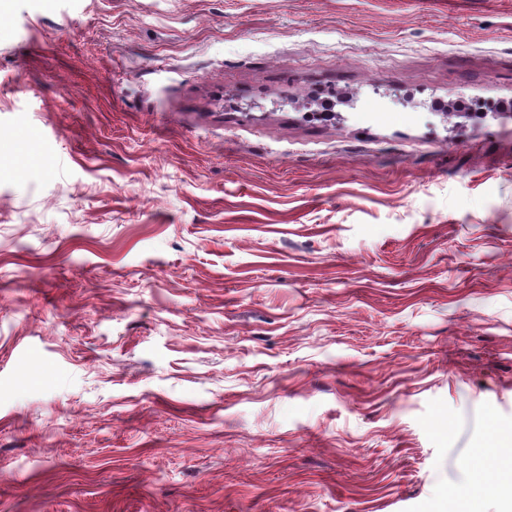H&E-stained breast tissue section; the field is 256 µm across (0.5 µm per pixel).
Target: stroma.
Listing matches in <instances>:
<instances>
[{"label":"stroma","instance_id":"1","mask_svg":"<svg viewBox=\"0 0 512 512\" xmlns=\"http://www.w3.org/2000/svg\"><path fill=\"white\" fill-rule=\"evenodd\" d=\"M512 428V0H0V512H456Z\"/></svg>","mask_w":512,"mask_h":512}]
</instances>
